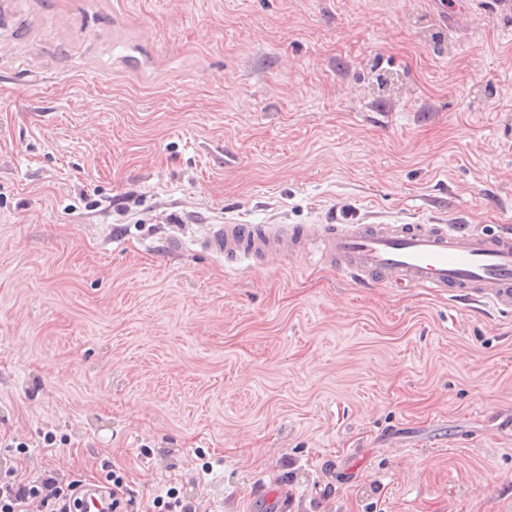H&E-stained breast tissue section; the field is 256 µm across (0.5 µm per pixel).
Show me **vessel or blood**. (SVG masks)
Listing matches in <instances>:
<instances>
[{
  "mask_svg": "<svg viewBox=\"0 0 512 512\" xmlns=\"http://www.w3.org/2000/svg\"><path fill=\"white\" fill-rule=\"evenodd\" d=\"M198 244L229 263L315 250L328 268L365 288H426L512 310V236L466 224H394L376 217L283 229L210 224Z\"/></svg>",
  "mask_w": 512,
  "mask_h": 512,
  "instance_id": "1",
  "label": "vessel or blood"
}]
</instances>
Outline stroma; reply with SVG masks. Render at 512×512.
<instances>
[{
  "label": "stroma",
  "instance_id": "obj_1",
  "mask_svg": "<svg viewBox=\"0 0 512 512\" xmlns=\"http://www.w3.org/2000/svg\"><path fill=\"white\" fill-rule=\"evenodd\" d=\"M369 211L512 234V0H8L0 479L512 512V310L197 243Z\"/></svg>",
  "mask_w": 512,
  "mask_h": 512
}]
</instances>
